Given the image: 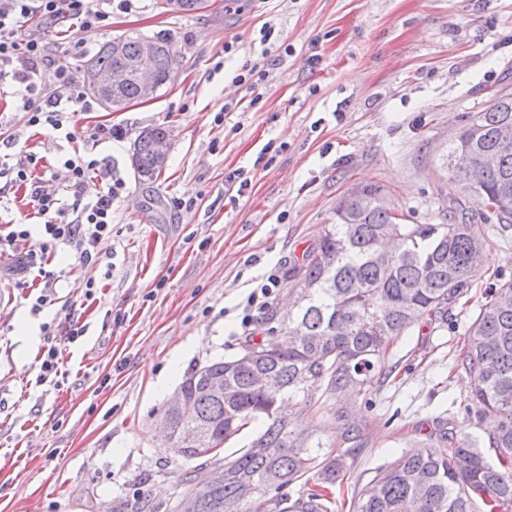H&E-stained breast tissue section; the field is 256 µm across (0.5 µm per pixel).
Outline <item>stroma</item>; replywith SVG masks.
<instances>
[{
	"mask_svg": "<svg viewBox=\"0 0 512 512\" xmlns=\"http://www.w3.org/2000/svg\"><path fill=\"white\" fill-rule=\"evenodd\" d=\"M159 31L176 44L172 83L153 100L77 117L80 132L123 131L95 149L105 179L82 188L89 202L105 183L123 185L100 263L58 247L49 269L62 279L40 308L35 273L0 264V512H174L182 474L203 464L167 451L159 418L193 365L240 351L260 277L300 263L355 186H381L407 223H440L441 154L471 113L512 92V0H208L192 14L142 0L103 30L41 34L77 70L114 36ZM246 63L261 80L238 81ZM0 124L17 138L0 143V164L34 155L46 191L62 193L63 162L83 141L28 128L1 87ZM154 126L171 133L167 161L142 185L133 143ZM270 142L280 153L255 167ZM239 171L251 182L241 195L228 180ZM488 238L479 285L512 278V228ZM471 317L420 323L391 349L386 380L335 409L296 413L329 450H345V424L361 430L331 512H352L376 471L432 444L440 420L474 414L457 365ZM72 320L85 335L62 343L60 374L39 381L46 330Z\"/></svg>",
	"mask_w": 512,
	"mask_h": 512,
	"instance_id": "35a3bbf8",
	"label": "stroma"
}]
</instances>
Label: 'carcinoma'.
<instances>
[{"label":"carcinoma","instance_id":"obj_1","mask_svg":"<svg viewBox=\"0 0 512 512\" xmlns=\"http://www.w3.org/2000/svg\"><path fill=\"white\" fill-rule=\"evenodd\" d=\"M142 38L129 33L102 45L84 62V81L138 57ZM152 39L158 52L145 66L161 89L173 81L174 41L166 33ZM142 98L139 84L129 80L112 96V107ZM164 134V127L147 128L134 142L131 166L141 184L161 174L165 162L154 143ZM458 153L469 161L462 182L450 170ZM485 154L495 163L483 164ZM442 160L448 177L439 207L448 223L404 224L402 215L374 204L384 195L381 187L349 191L336 204V223L323 227L288 275L294 311L282 318L269 309L241 353L187 372L181 387L195 416L167 408L164 415L171 437L205 428L185 445L184 458L210 463V482L199 486L188 471L181 479L196 512H328L348 453L323 452L313 433L295 429L292 412L316 406V395L327 402L388 376L386 355L399 338L421 320L448 324L453 309L470 302L472 266L487 245L486 230L512 224V93L495 95L473 113ZM496 279L476 301L460 365L473 378L472 397L493 417L488 443L497 461L450 422L437 444L379 469L359 490L353 512H512V279ZM249 352L259 357L242 362ZM206 378L224 380L229 391L213 395ZM241 435L249 436L242 453L223 455L219 445ZM300 480L298 498L280 493Z\"/></svg>","mask_w":512,"mask_h":512}]
</instances>
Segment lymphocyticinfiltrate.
Wrapping results in <instances>:
<instances>
[{"label": "lymphocytic infiltrate", "mask_w": 512, "mask_h": 512, "mask_svg": "<svg viewBox=\"0 0 512 512\" xmlns=\"http://www.w3.org/2000/svg\"><path fill=\"white\" fill-rule=\"evenodd\" d=\"M135 0H0V81L10 80L13 96L26 116L28 126H45L64 132L74 140L70 127L79 113L91 111L87 97L71 67L56 59L48 43L38 34H24L31 20L55 24L78 20L82 31L102 28L113 9L132 10ZM111 127L99 125L84 136V151L70 155L64 162L71 189H82L99 168L93 155L100 141L112 139ZM32 156L19 157L9 172L14 182L29 185L33 207L41 218L39 229L23 221L11 222L0 235V255L17 257L28 269L37 270L44 293L36 299L45 305L47 292L56 285V276L45 264L53 245L62 242L74 248L79 263L98 262L96 247L112 235V203L118 199L121 183H113L96 200L82 203L67 201L45 193L31 170Z\"/></svg>", "instance_id": "lymphocytic-infiltrate-1"}]
</instances>
